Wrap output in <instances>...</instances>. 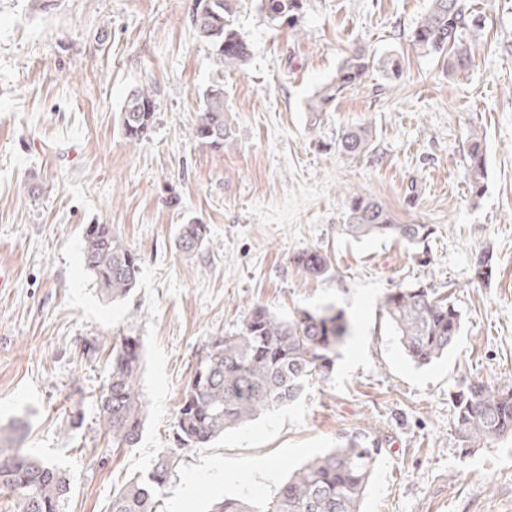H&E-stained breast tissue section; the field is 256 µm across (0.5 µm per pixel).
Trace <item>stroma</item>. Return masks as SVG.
<instances>
[{"mask_svg": "<svg viewBox=\"0 0 512 512\" xmlns=\"http://www.w3.org/2000/svg\"><path fill=\"white\" fill-rule=\"evenodd\" d=\"M196 0H0V427L70 479L60 512H109L112 494L172 445L196 359L254 306L285 316L336 306L346 336L327 379L246 426L182 455L157 512H209L225 498L270 499L308 460L348 438L382 450L362 512H512V437L466 448L451 391L469 378L512 381V0H465L475 58L450 78L409 35L429 0H303L300 31L276 28L260 0L234 26L251 55L219 71L194 36ZM397 55L330 111L306 105L355 49ZM224 81L233 141L193 137L202 92ZM150 91L154 132L124 137L121 109ZM369 127L360 158L343 130ZM486 151L481 193L467 178L471 134ZM376 197L401 224L435 229L426 261L390 238L354 240L351 194ZM108 224L141 259L124 300L103 302L81 264L83 228ZM205 224L187 256L179 225ZM326 253L319 278L291 262ZM492 254L488 280L476 264ZM422 282L450 296L463 330L448 356L415 365L381 304ZM120 336L142 344V439L113 447L101 389ZM370 132L368 129L359 128L347 130L336 140L337 153L352 158L360 157L370 150Z\"/></svg>", "mask_w": 512, "mask_h": 512, "instance_id": "stroma-1", "label": "stroma"}]
</instances>
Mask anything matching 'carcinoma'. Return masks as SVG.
<instances>
[{"label": "carcinoma", "mask_w": 512, "mask_h": 512, "mask_svg": "<svg viewBox=\"0 0 512 512\" xmlns=\"http://www.w3.org/2000/svg\"><path fill=\"white\" fill-rule=\"evenodd\" d=\"M239 0H196L191 25L203 20L208 34L194 32L222 68L235 69L248 60L249 47L236 30L233 17ZM267 18L278 28L298 26L303 0H261ZM468 14L462 0H430V7L410 36L412 45L427 55H440L448 75L463 76L473 67L471 49L461 38ZM377 67L386 77L401 72L394 55L375 58L355 53L336 68L330 81L308 102L316 116L327 111L346 90L362 82ZM155 101L143 90L126 97L120 123L128 142L140 144L150 137ZM194 138L220 151L232 139L224 113V83L216 81L202 93ZM370 132L347 130L336 140V151L357 158L369 152ZM468 170L473 190L481 187L486 155L473 141ZM344 230L355 239L394 238L424 259L433 234L429 224H400L376 198L356 195L348 206ZM209 234L206 224H182L177 249L192 254ZM308 277L327 271L329 259L316 248L292 258ZM82 265L94 279L103 301L128 296L140 277L141 258L112 231L110 224H88L83 233ZM382 308L405 354L418 366L447 355L462 331V315L452 302L420 283L398 287L385 294ZM349 329L344 310L296 309L280 317L264 306H254L237 333L214 340L196 360L192 377L182 393L173 428V447L157 456L145 474L112 495L110 512H156L157 497L173 476L188 448H202L224 431L265 411L299 399L309 383L333 370L339 348ZM141 344L132 336L118 338L112 346L109 381L100 397V425L117 448H133L141 439L143 403L138 387ZM454 428L467 448H482L493 440L512 437V382L491 388L480 380L462 383L450 393ZM379 448H367L350 438L294 471L269 500L253 502L226 498L211 512H360ZM70 490L69 478L58 466L20 448H0V497L10 500L11 512H59Z\"/></svg>", "instance_id": "carcinoma-1"}]
</instances>
